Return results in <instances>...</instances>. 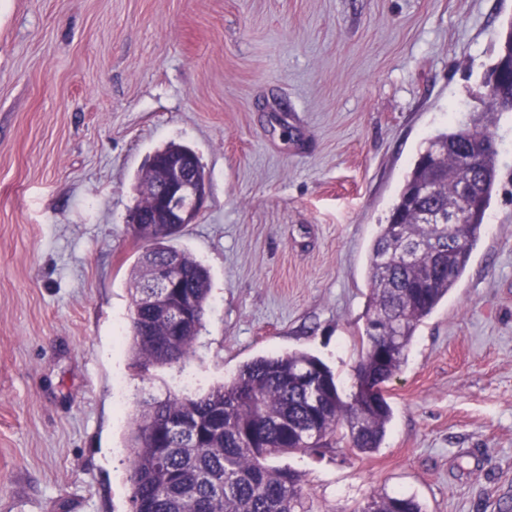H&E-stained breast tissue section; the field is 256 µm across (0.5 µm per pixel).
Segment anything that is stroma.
Instances as JSON below:
<instances>
[{"instance_id": "1", "label": "stroma", "mask_w": 512, "mask_h": 512, "mask_svg": "<svg viewBox=\"0 0 512 512\" xmlns=\"http://www.w3.org/2000/svg\"><path fill=\"white\" fill-rule=\"evenodd\" d=\"M512 0H0V512H130L140 391L194 394L304 351L354 389L379 226L427 140L487 100ZM456 287L386 386L377 451L284 455L311 512L415 497L512 512V112ZM206 178L176 238L210 271L194 357L137 372L138 174Z\"/></svg>"}]
</instances>
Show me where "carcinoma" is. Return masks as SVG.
I'll list each match as a JSON object with an SVG mask.
<instances>
[{"instance_id":"1","label":"carcinoma","mask_w":512,"mask_h":512,"mask_svg":"<svg viewBox=\"0 0 512 512\" xmlns=\"http://www.w3.org/2000/svg\"><path fill=\"white\" fill-rule=\"evenodd\" d=\"M490 72L512 85V68L503 54ZM488 135L484 114L468 126L437 133L420 156L434 157L446 177L427 182L419 160L407 176L391 209L404 221L402 231L396 233L391 223L380 225L372 247V296L355 374L391 380L405 362L419 323L463 276L495 190L497 154L481 151V205L473 211L457 193L470 177L459 145L479 148ZM160 178L155 168L143 170L136 210L159 221L145 250L162 262L174 246L154 207L163 186ZM449 200L468 212L463 222L441 223L434 217ZM179 254L181 291L195 301L196 323L179 333L157 321L148 302L155 289L144 287L147 271L138 261L141 274L132 295L130 339L134 365L141 371L188 361L204 326L208 271L187 251ZM375 324L382 326V335H372ZM185 417L192 420L195 434L170 427ZM391 418L385 400L365 409L353 397L343 398L331 369L303 352L257 358L231 380L202 393L162 399L144 391L137 400L128 445L132 512H309L300 475L267 461L286 454H320L337 437L354 451L371 453L380 448ZM361 512H422V507L412 497L384 495L370 499Z\"/></svg>"}]
</instances>
